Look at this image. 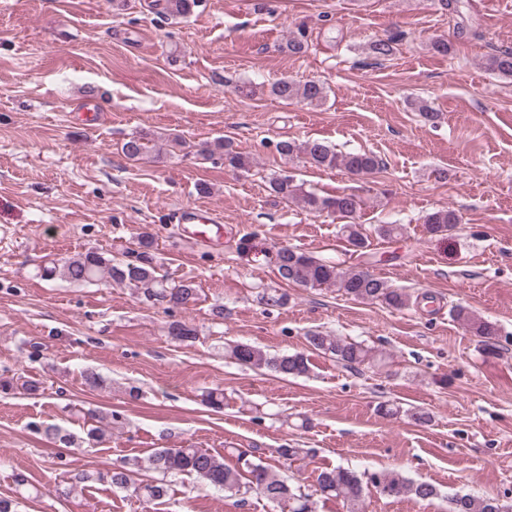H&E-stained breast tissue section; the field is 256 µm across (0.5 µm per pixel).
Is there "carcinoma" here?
Listing matches in <instances>:
<instances>
[{
    "instance_id": "1",
    "label": "carcinoma",
    "mask_w": 512,
    "mask_h": 512,
    "mask_svg": "<svg viewBox=\"0 0 512 512\" xmlns=\"http://www.w3.org/2000/svg\"><path fill=\"white\" fill-rule=\"evenodd\" d=\"M196 6L198 0H164L163 13L172 17H185ZM396 45L395 37L379 39L367 46V53L380 63L394 55ZM308 49L309 43L302 37H292L280 46V50L290 56H302ZM485 67L501 77L512 79V50H496L487 55ZM269 95L287 104L297 102L319 106L326 100L327 91L322 83L315 80L300 82L281 78L270 85ZM276 150L286 159L301 156L317 168H343L365 177L374 175L382 166V160L372 153L342 154L318 140L302 143L285 140L277 144ZM148 152L149 140L145 136H132L122 145V153L132 162L143 159ZM200 152L204 156H223L224 165L232 169L247 172L252 167L250 157L238 151L232 141L224 138L204 143ZM269 185L273 192L287 202H294L311 213L333 214L342 219L344 224L341 225V233L354 250L361 251L369 246L368 235L363 232L362 225L356 222L363 206V200L359 196L347 193L320 195L305 189L304 185L286 174L274 175L270 178ZM459 223L460 215L451 208L438 209L428 214L424 221L433 234H450ZM139 244L142 251L132 259L106 258L101 253L90 250L41 267L40 277L45 280L60 278L83 284L111 280L142 291L146 298L166 304L169 310L185 307L194 301L198 295L195 282H176L161 274L150 256L153 241L148 235L141 236ZM272 258L277 274L288 283L309 288L334 287L354 300L379 303L394 309H402L410 302L408 293L390 286L385 280L373 276L361 267L343 269L292 247L275 249ZM454 313L469 332L485 339V346L490 348V352L496 351L498 328L494 323L461 306ZM169 335L178 342H192L196 339L197 331L184 322L176 321L170 324ZM306 340L311 349L335 358L336 362L345 367L356 368L371 359V350L359 342L343 340L318 331L309 332ZM228 353L243 366L267 370L283 378L302 376L309 371V358L303 352L270 355L259 347L236 343L228 346ZM17 388L31 395L42 391L41 382L34 379L25 380L19 386L11 379H0L1 392L7 393ZM149 461L154 469L165 475H193L208 485L225 491L239 488L242 479L246 477L249 486L266 499L285 505L288 512H312L307 495L296 493L294 486L261 463L244 460L247 468L244 472L225 465L223 456L192 446L160 448L152 453ZM137 465L138 462L135 461L130 468L114 469L99 475L98 479L106 480L117 488H131L147 501L166 496V484L156 481L139 483L134 479V467ZM317 481L323 495L342 501L347 512H362L363 500L373 489L387 490L395 498L408 494L421 501L438 496L437 488L433 484L410 481L395 471L365 472L359 475L349 469L336 467L322 471ZM453 502V512H512L511 505L502 503L497 498L458 494L453 497Z\"/></svg>"
}]
</instances>
